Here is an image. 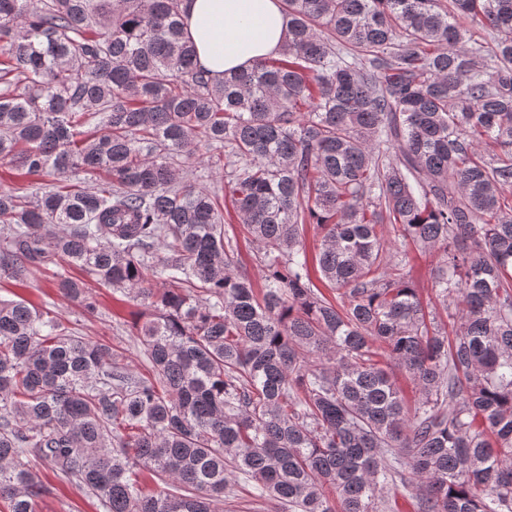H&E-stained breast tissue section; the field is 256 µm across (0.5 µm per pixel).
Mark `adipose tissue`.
Segmentation results:
<instances>
[{
  "label": "adipose tissue",
  "instance_id": "1",
  "mask_svg": "<svg viewBox=\"0 0 512 512\" xmlns=\"http://www.w3.org/2000/svg\"><path fill=\"white\" fill-rule=\"evenodd\" d=\"M188 36L199 64L215 79L278 55L288 20L281 0H185Z\"/></svg>",
  "mask_w": 512,
  "mask_h": 512
}]
</instances>
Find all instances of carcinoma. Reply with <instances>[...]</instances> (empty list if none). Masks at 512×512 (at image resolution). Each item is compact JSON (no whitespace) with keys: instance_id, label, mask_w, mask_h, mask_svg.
Listing matches in <instances>:
<instances>
[{"instance_id":"obj_1","label":"carcinoma","mask_w":512,"mask_h":512,"mask_svg":"<svg viewBox=\"0 0 512 512\" xmlns=\"http://www.w3.org/2000/svg\"><path fill=\"white\" fill-rule=\"evenodd\" d=\"M182 4L0 0V160L27 177L0 191V271L75 267L152 308L133 375L0 299V501L36 512L33 461L104 512H215L232 480L275 512H392L390 482L418 512H512V0H282L281 58L222 80ZM202 146L259 293L188 179ZM387 228L437 257L448 324ZM222 198V197H221ZM222 205L224 204V226L228 237L232 238V244L238 253L240 261L239 272L248 277L254 285L255 289H260L263 286L260 275V266L257 260L260 250L258 246L251 240L244 237L241 233L242 224L239 221L238 214L233 208L230 198L227 196L226 200L221 199Z\"/></svg>"}]
</instances>
